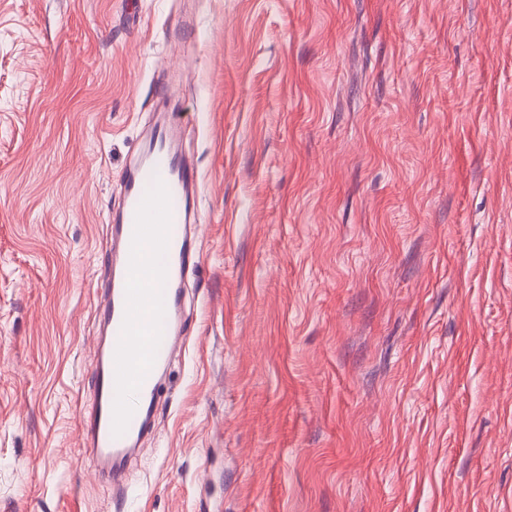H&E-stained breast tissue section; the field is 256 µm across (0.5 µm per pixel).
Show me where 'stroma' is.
Wrapping results in <instances>:
<instances>
[{
	"label": "stroma",
	"mask_w": 512,
	"mask_h": 512,
	"mask_svg": "<svg viewBox=\"0 0 512 512\" xmlns=\"http://www.w3.org/2000/svg\"><path fill=\"white\" fill-rule=\"evenodd\" d=\"M0 0V512H512V0ZM172 91L200 264L115 503L114 185Z\"/></svg>",
	"instance_id": "obj_1"
}]
</instances>
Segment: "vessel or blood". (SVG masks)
<instances>
[{"mask_svg": "<svg viewBox=\"0 0 512 512\" xmlns=\"http://www.w3.org/2000/svg\"><path fill=\"white\" fill-rule=\"evenodd\" d=\"M181 130L154 125L118 180L120 205L106 243L111 271L96 303L94 395L82 440L95 474L126 492L131 458L155 426L156 379L183 332V296L197 266V169Z\"/></svg>", "mask_w": 512, "mask_h": 512, "instance_id": "obj_1", "label": "vessel or blood"}]
</instances>
